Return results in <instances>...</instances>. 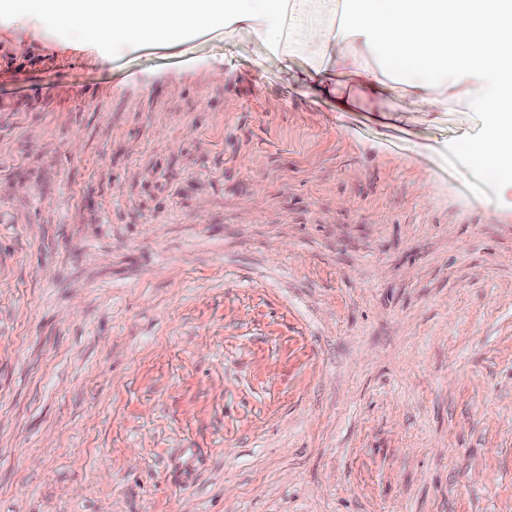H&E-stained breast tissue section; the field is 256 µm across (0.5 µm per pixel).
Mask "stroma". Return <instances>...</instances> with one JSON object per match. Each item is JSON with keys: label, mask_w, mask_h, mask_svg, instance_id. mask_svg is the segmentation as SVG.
Masks as SVG:
<instances>
[{"label": "stroma", "mask_w": 512, "mask_h": 512, "mask_svg": "<svg viewBox=\"0 0 512 512\" xmlns=\"http://www.w3.org/2000/svg\"><path fill=\"white\" fill-rule=\"evenodd\" d=\"M343 3L0 20V512H512V189L443 158L483 83Z\"/></svg>", "instance_id": "obj_1"}]
</instances>
